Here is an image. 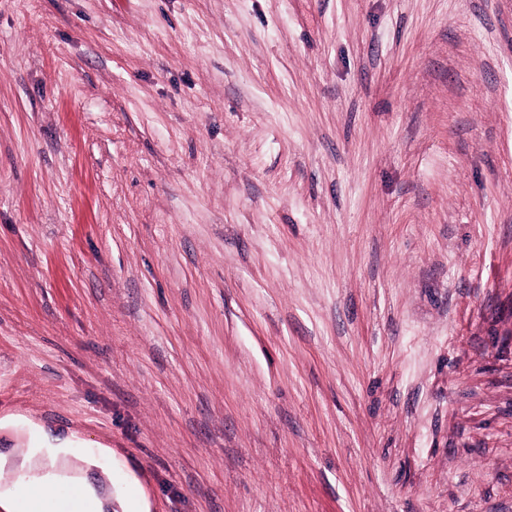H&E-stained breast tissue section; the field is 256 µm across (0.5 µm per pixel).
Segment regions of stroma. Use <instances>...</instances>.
Listing matches in <instances>:
<instances>
[{
  "label": "stroma",
  "mask_w": 512,
  "mask_h": 512,
  "mask_svg": "<svg viewBox=\"0 0 512 512\" xmlns=\"http://www.w3.org/2000/svg\"><path fill=\"white\" fill-rule=\"evenodd\" d=\"M10 415L145 512H512V0H0Z\"/></svg>",
  "instance_id": "stroma-1"
}]
</instances>
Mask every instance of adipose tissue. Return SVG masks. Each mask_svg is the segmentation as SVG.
<instances>
[{
  "label": "adipose tissue",
  "mask_w": 512,
  "mask_h": 512,
  "mask_svg": "<svg viewBox=\"0 0 512 512\" xmlns=\"http://www.w3.org/2000/svg\"><path fill=\"white\" fill-rule=\"evenodd\" d=\"M95 459L72 460L68 440L44 436L43 445L29 449L22 458L12 453H0V469L11 468L17 475L11 486L0 490V507H17L20 495L46 497L49 488L66 483L73 495L69 500L71 512H108L111 494L105 493L88 477Z\"/></svg>",
  "instance_id": "adipose-tissue-1"
}]
</instances>
